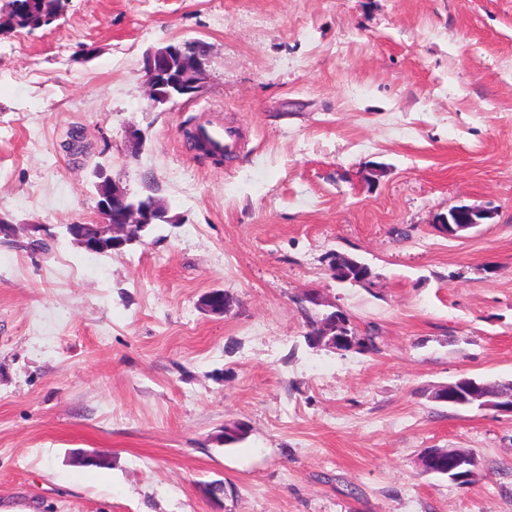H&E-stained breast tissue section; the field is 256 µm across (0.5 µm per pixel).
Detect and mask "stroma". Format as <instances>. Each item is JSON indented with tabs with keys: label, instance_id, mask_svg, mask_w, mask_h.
Here are the masks:
<instances>
[{
	"label": "stroma",
	"instance_id": "obj_1",
	"mask_svg": "<svg viewBox=\"0 0 512 512\" xmlns=\"http://www.w3.org/2000/svg\"><path fill=\"white\" fill-rule=\"evenodd\" d=\"M188 43L201 88L152 107L146 52ZM211 123L240 135L219 164L187 138ZM100 166L175 223L106 255L61 237L99 222ZM460 204L492 216L438 231ZM0 216V512H512V415L430 398L512 380V0H71L2 27ZM307 292L378 352L309 343ZM231 304L232 298L221 290L205 294L200 301L203 311L216 316H224V313L231 307ZM343 319L342 321L347 324L348 330L352 333V337L354 339H357L356 345L348 344L343 349L345 351H351L353 350L356 353L360 354H367V353H373L378 351V345L376 343V336L372 333H365L360 334L354 327L351 326L350 320L347 317L346 314L342 315ZM433 453L437 454L441 460L438 464L439 470H436V473L440 475L446 474L440 468L445 464V459L449 458L451 460L453 467L448 469V479L452 482L456 483L462 480L473 482L480 476L476 463L477 459L469 453L455 448L449 449L448 454L444 449H436Z\"/></svg>",
	"mask_w": 512,
	"mask_h": 512
}]
</instances>
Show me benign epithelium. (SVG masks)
<instances>
[{"instance_id":"obj_1","label":"benign epithelium","mask_w":512,"mask_h":512,"mask_svg":"<svg viewBox=\"0 0 512 512\" xmlns=\"http://www.w3.org/2000/svg\"><path fill=\"white\" fill-rule=\"evenodd\" d=\"M203 52L186 51L180 46H166L146 55L143 72L149 88L153 106L166 104L178 97L198 91L204 79ZM98 211L101 223L88 229L85 224L69 225V234L85 251L95 254L105 247L123 248L130 244L131 229H146L157 217L167 218V210L154 200H134L130 194L110 177L98 185ZM466 216V223L459 224L456 231H467L482 223L488 214L466 204L454 210ZM232 298L222 290L205 294L200 301L203 311L222 316L231 307ZM339 310L325 313L324 320L317 325L314 342L338 349L346 344L343 333L338 329ZM468 393L460 392V381L441 386L432 393L435 402L452 406H477L499 412L512 413V394L491 393L475 379H466ZM452 468L448 479L452 482H473L479 477L478 466L473 455L452 448L448 450Z\"/></svg>"}]
</instances>
